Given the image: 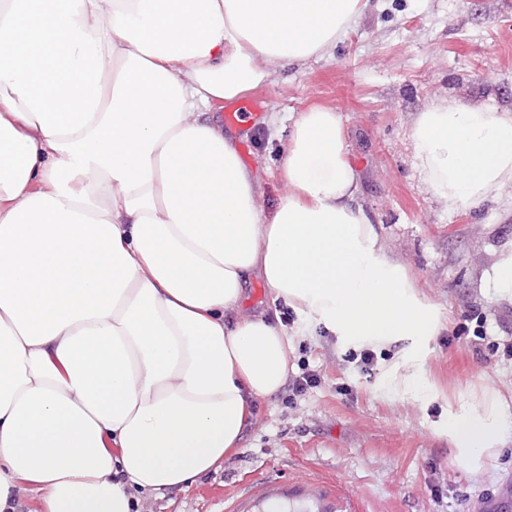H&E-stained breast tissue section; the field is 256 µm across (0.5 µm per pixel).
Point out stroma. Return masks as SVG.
I'll use <instances>...</instances> for the list:
<instances>
[{
  "label": "stroma",
  "mask_w": 512,
  "mask_h": 512,
  "mask_svg": "<svg viewBox=\"0 0 512 512\" xmlns=\"http://www.w3.org/2000/svg\"><path fill=\"white\" fill-rule=\"evenodd\" d=\"M248 96L258 119L225 132L260 175L263 213L287 190L282 118L313 107L338 112L360 202L388 256L451 313L431 341L428 379L447 392H512V359L498 349L512 339V300L489 280L512 242V187L448 212L420 182L410 139L419 112L444 100L512 113V0H368L323 56L276 71ZM398 359L393 346L366 367L359 351L324 330L294 336L288 374L315 371L316 386L259 400L240 448L218 470L186 489L139 495L138 512H224L242 483L270 471L329 480L352 495L355 512H512L511 449L492 473L459 472L434 432L447 418L443 401L376 392L381 371Z\"/></svg>",
  "instance_id": "stroma-1"
}]
</instances>
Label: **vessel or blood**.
Returning <instances> with one entry per match:
<instances>
[{
    "instance_id": "obj_1",
    "label": "vessel or blood",
    "mask_w": 512,
    "mask_h": 512,
    "mask_svg": "<svg viewBox=\"0 0 512 512\" xmlns=\"http://www.w3.org/2000/svg\"><path fill=\"white\" fill-rule=\"evenodd\" d=\"M226 512H348V508L327 481L299 482L266 476L245 483Z\"/></svg>"
}]
</instances>
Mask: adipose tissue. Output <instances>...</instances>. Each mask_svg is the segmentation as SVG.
Returning a JSON list of instances; mask_svg holds the SVG:
<instances>
[{"label":"adipose tissue","instance_id":"obj_1","mask_svg":"<svg viewBox=\"0 0 512 512\" xmlns=\"http://www.w3.org/2000/svg\"><path fill=\"white\" fill-rule=\"evenodd\" d=\"M368 0H0V512H132L238 448L288 377V331L242 312L261 279L302 328L400 345L380 394L444 400L452 462L512 444V396L427 382L450 313L357 202L340 117L294 118L272 216L227 101L324 53ZM448 211L512 185V115L443 101L410 135Z\"/></svg>","mask_w":512,"mask_h":512}]
</instances>
